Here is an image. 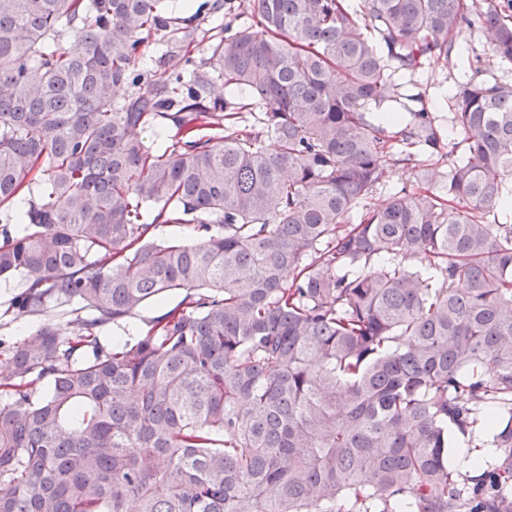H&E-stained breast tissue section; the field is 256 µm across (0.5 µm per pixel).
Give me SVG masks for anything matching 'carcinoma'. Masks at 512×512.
<instances>
[{
    "mask_svg": "<svg viewBox=\"0 0 512 512\" xmlns=\"http://www.w3.org/2000/svg\"><path fill=\"white\" fill-rule=\"evenodd\" d=\"M166 2L0 0V208L28 194L0 279L21 315L77 305L0 374V512H512V86L456 95L460 156L424 106L372 116L397 72L460 59L476 4L224 0L196 57ZM480 20L512 64V21ZM415 149L441 185L368 201ZM170 223L203 236L154 238ZM489 404L499 455L461 484L448 434ZM159 37L149 38L144 46L141 48L142 55L140 56L137 66L140 69H150L155 66V62L166 51V42H160ZM183 296L184 293H170L149 303L121 325H110L104 329L101 333V342L107 347H112V344L124 343L140 336L148 329L147 324L154 316L175 306Z\"/></svg>",
    "mask_w": 512,
    "mask_h": 512,
    "instance_id": "cac0c4a2",
    "label": "carcinoma"
}]
</instances>
